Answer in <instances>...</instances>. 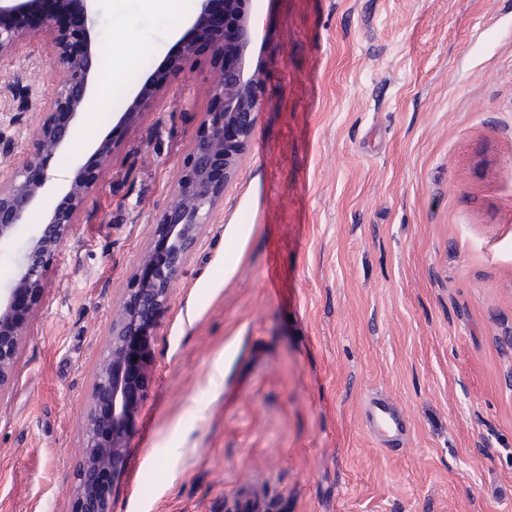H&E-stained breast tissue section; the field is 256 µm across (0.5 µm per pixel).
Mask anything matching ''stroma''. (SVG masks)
Listing matches in <instances>:
<instances>
[{
	"instance_id": "35a3bbf8",
	"label": "stroma",
	"mask_w": 512,
	"mask_h": 512,
	"mask_svg": "<svg viewBox=\"0 0 512 512\" xmlns=\"http://www.w3.org/2000/svg\"><path fill=\"white\" fill-rule=\"evenodd\" d=\"M91 0L112 97L48 163L92 165L0 400V512H71L112 315L224 56L160 75L179 14ZM269 78L252 137L155 331L112 512H512V0H249ZM54 34L0 59V176L31 150ZM146 105L133 107L143 84ZM44 213L0 244L10 288ZM407 431L379 440L372 398Z\"/></svg>"
}]
</instances>
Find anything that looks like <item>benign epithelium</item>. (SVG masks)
Returning <instances> with one entry per match:
<instances>
[{"instance_id":"7a95c632","label":"benign epithelium","mask_w":512,"mask_h":512,"mask_svg":"<svg viewBox=\"0 0 512 512\" xmlns=\"http://www.w3.org/2000/svg\"><path fill=\"white\" fill-rule=\"evenodd\" d=\"M87 2L0 0V58L18 53L41 28L53 27L56 67L61 74L46 119L33 134L31 152L0 181V242L13 235L29 211L45 208L44 222L18 266L12 287L0 294V399L12 383L26 327L25 310L39 296L44 272L71 224L73 210L95 186L94 171L80 167L66 186L67 205L47 204V160L64 149L67 131L78 125L82 112L96 99L95 36ZM247 2L202 0L193 24L192 32L224 52V69L212 83V103L179 169L173 201L156 224L158 238L168 243L166 265L153 277L134 278L112 317L90 400L81 416L72 512H112V488L125 467L129 440L151 379L152 333L171 299L177 273L209 223L254 131L265 76L246 66ZM194 52L193 42L184 41L165 66L177 70Z\"/></svg>"}]
</instances>
